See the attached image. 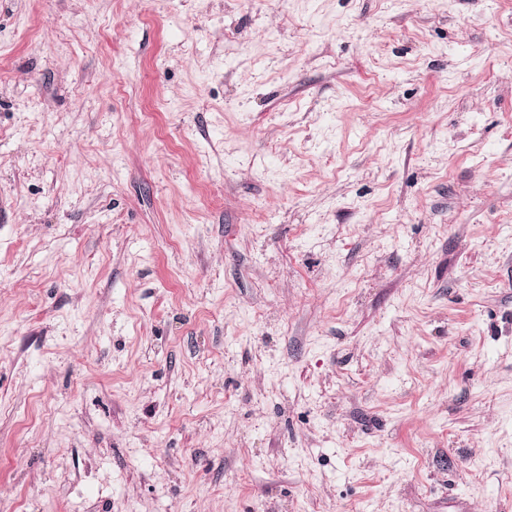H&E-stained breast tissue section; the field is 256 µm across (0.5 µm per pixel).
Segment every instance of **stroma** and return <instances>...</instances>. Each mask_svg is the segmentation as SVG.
<instances>
[{
	"label": "stroma",
	"instance_id": "obj_1",
	"mask_svg": "<svg viewBox=\"0 0 512 512\" xmlns=\"http://www.w3.org/2000/svg\"><path fill=\"white\" fill-rule=\"evenodd\" d=\"M0 512H512V0H0Z\"/></svg>",
	"mask_w": 512,
	"mask_h": 512
}]
</instances>
